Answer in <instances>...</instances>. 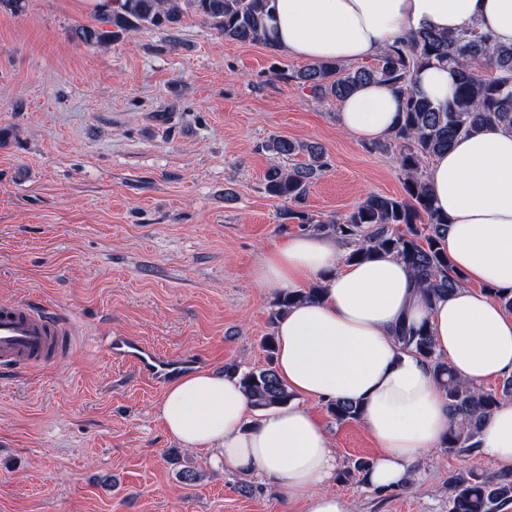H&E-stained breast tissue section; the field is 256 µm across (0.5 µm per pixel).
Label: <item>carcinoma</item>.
I'll return each mask as SVG.
<instances>
[{"label": "carcinoma", "mask_w": 512, "mask_h": 512, "mask_svg": "<svg viewBox=\"0 0 512 512\" xmlns=\"http://www.w3.org/2000/svg\"><path fill=\"white\" fill-rule=\"evenodd\" d=\"M273 0H102L98 24L82 25L74 35L83 43L104 46L124 34L150 27L177 29L183 17L192 13L209 23L224 39L240 43L273 46ZM433 64L446 65L456 76L453 97L436 104L415 86L413 77ZM287 78L311 90L320 99L343 100L360 85L382 81L404 99L397 126L377 148L398 150L403 174L404 196L370 195L351 212L327 224H318L309 213L288 208L285 221L314 224L350 246L346 263L363 262L378 255H392L410 270L427 303L446 298L462 285L449 273L447 254L440 242L448 232V219L433 205V195L423 163L448 150L462 135L476 133L495 124L512 129V46L494 43L475 29L436 32L422 29L405 41L385 46L375 62L350 67L340 62L309 63L287 74ZM266 149L288 157L307 152L310 162L289 169L270 168L265 175L266 192L275 198L299 204L305 200L316 173L327 167L322 148L299 145L274 137ZM319 289L303 295L281 293L275 317L303 300L313 301ZM402 348L429 362L433 375L448 403L450 428L443 447L450 452L472 454L488 416L504 400L512 398V376L499 391H486L462 381L436 352L428 324L402 323L396 332ZM227 373L239 379L250 406L263 411L286 405L294 395L280 381L270 365ZM328 413L339 423L361 419V405L336 400L326 403ZM373 461L359 459L340 471L337 479L349 482L366 475ZM512 505V467L488 475L475 470L458 472L448 478L449 512H502Z\"/></svg>", "instance_id": "1"}]
</instances>
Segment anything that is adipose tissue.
Segmentation results:
<instances>
[{"label":"adipose tissue","mask_w":512,"mask_h":512,"mask_svg":"<svg viewBox=\"0 0 512 512\" xmlns=\"http://www.w3.org/2000/svg\"><path fill=\"white\" fill-rule=\"evenodd\" d=\"M274 45L306 61L358 63L420 27L456 32L468 26L512 46V0H274ZM403 99L387 83L362 85L342 100L339 127L361 142L389 134ZM434 206L448 218L442 242L452 273L464 284L426 303L407 267L382 255L342 260L338 241L316 233L267 249L254 283L301 293L322 288L314 303L289 308L276 328V371L299 400L250 420L237 378L204 370L181 375L166 390L159 417L184 446H209L225 469L253 474L305 512H349L327 489L336 456L316 405L361 403L362 421L380 453L367 475L371 488L392 490L441 447L448 405L430 365L394 339L400 322L428 323L437 353L468 384L512 376V312L490 289H512V130L489 126L459 138L427 171ZM483 456L512 464V402L486 422Z\"/></svg>","instance_id":"obj_1"}]
</instances>
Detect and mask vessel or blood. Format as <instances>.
<instances>
[{"instance_id":"1","label":"vessel or blood","mask_w":512,"mask_h":512,"mask_svg":"<svg viewBox=\"0 0 512 512\" xmlns=\"http://www.w3.org/2000/svg\"><path fill=\"white\" fill-rule=\"evenodd\" d=\"M76 322L46 304L33 301L0 302V369L30 372L63 360ZM108 353L133 362L142 375L158 383L166 382L186 367L185 361L166 357L131 338H113Z\"/></svg>"}]
</instances>
